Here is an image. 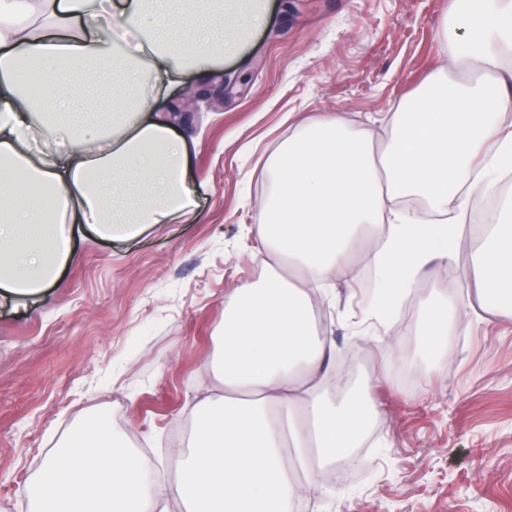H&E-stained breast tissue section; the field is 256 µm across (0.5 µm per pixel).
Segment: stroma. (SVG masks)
Listing matches in <instances>:
<instances>
[{"label": "stroma", "instance_id": "obj_1", "mask_svg": "<svg viewBox=\"0 0 512 512\" xmlns=\"http://www.w3.org/2000/svg\"><path fill=\"white\" fill-rule=\"evenodd\" d=\"M454 3L470 0H268L267 20L220 65L231 93L198 105L184 128L195 141L191 213L126 240L83 231L51 287L0 295V512H30L24 485L116 394L113 431L142 452L156 491L171 485L224 303L269 274L257 214L290 117L339 112L385 145L392 103L444 63ZM482 245L465 235L418 283L417 295L455 298L469 313L467 331L437 341L417 296L400 306L393 343L379 340V323L361 324L368 279L324 287L336 304L316 315L333 331V360L346 368L364 355L360 382L379 415L352 481L323 512H512V322L477 295L470 269Z\"/></svg>", "mask_w": 512, "mask_h": 512}]
</instances>
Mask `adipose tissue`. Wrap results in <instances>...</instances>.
Returning a JSON list of instances; mask_svg holds the SVG:
<instances>
[{"label":"adipose tissue","instance_id":"1","mask_svg":"<svg viewBox=\"0 0 512 512\" xmlns=\"http://www.w3.org/2000/svg\"><path fill=\"white\" fill-rule=\"evenodd\" d=\"M262 11L224 0H0V290L50 287L71 254L73 227L136 236L192 211L190 144L155 101L186 69L238 52ZM450 63L394 106L397 134L382 153L341 113L298 121L269 157L259 212L265 251L295 270L234 288L212 361L223 394L190 409L194 428L168 493H154L136 449L112 430L70 437L26 487L34 512H294L302 493L326 497L324 470L350 462L376 412L359 394L327 388L332 364L309 286L357 283L361 268L392 298L451 256L475 199L497 194L512 163V0L452 11ZM418 197L436 224L390 208ZM512 202L483 218L478 288L512 294ZM375 236V250L363 243ZM410 254V263L389 256ZM60 473L50 482L46 473Z\"/></svg>","mask_w":512,"mask_h":512}]
</instances>
